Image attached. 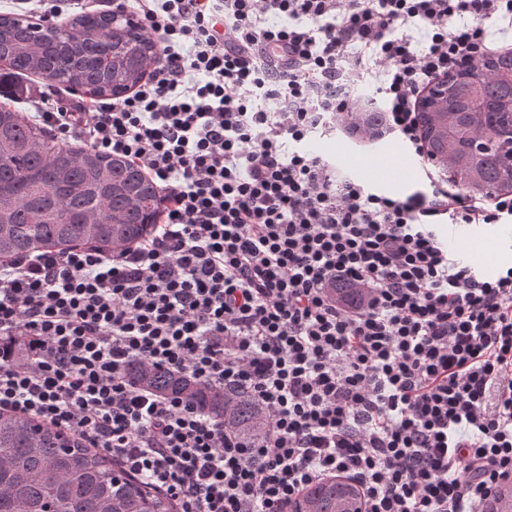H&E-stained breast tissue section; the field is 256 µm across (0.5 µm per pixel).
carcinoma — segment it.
Segmentation results:
<instances>
[{
  "instance_id": "1",
  "label": "carcinoma",
  "mask_w": 512,
  "mask_h": 512,
  "mask_svg": "<svg viewBox=\"0 0 512 512\" xmlns=\"http://www.w3.org/2000/svg\"><path fill=\"white\" fill-rule=\"evenodd\" d=\"M159 59L156 45L137 26L111 13H85L66 27L35 26L0 15V86L23 89L29 75L92 98H118L145 77V63ZM485 71L448 76L443 105L451 114L444 133L421 115L428 154L461 155L451 178L473 197L512 194V154L467 149L469 114L485 113L498 133L499 109L512 100V60L484 63ZM379 109L348 115V128L376 135ZM9 200L0 223V261L29 252H59L92 244L110 254L144 240L157 224L161 198L151 178L121 157L62 142L38 122L0 105V198ZM139 385L188 398L211 417L241 433H259V412L244 396L230 398L183 375L136 365ZM33 440L24 422L0 411V512H175L173 502L139 479L114 471L104 451L72 437L56 450L54 429L37 426ZM294 512H358L357 491L332 478L309 487Z\"/></svg>"
}]
</instances>
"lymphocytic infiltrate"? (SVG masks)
Segmentation results:
<instances>
[{"label":"lymphocytic infiltrate","mask_w":512,"mask_h":512,"mask_svg":"<svg viewBox=\"0 0 512 512\" xmlns=\"http://www.w3.org/2000/svg\"><path fill=\"white\" fill-rule=\"evenodd\" d=\"M160 59L130 94L32 99L61 140L156 180L135 247L0 264V410L61 427L179 512H292L325 477L362 512H485L512 481V267L451 258L443 224H496L445 182L392 196L304 142L378 84L385 132L417 158V103L512 35V0H112ZM358 288L359 303L333 296ZM142 362L243 395L248 438L129 376Z\"/></svg>","instance_id":"obj_1"}]
</instances>
